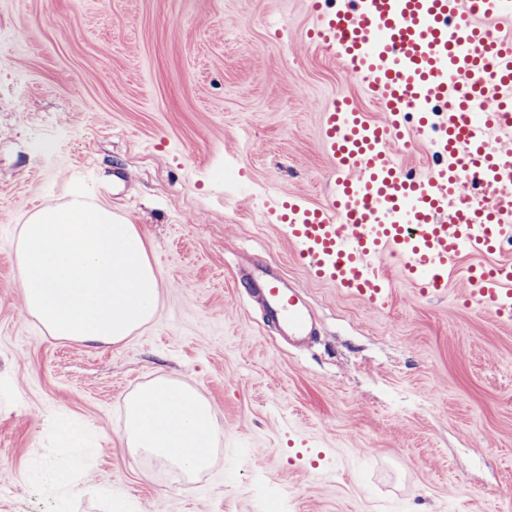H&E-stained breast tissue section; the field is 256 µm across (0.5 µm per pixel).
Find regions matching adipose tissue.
Segmentation results:
<instances>
[{"label": "adipose tissue", "instance_id": "ef3b65f1", "mask_svg": "<svg viewBox=\"0 0 512 512\" xmlns=\"http://www.w3.org/2000/svg\"><path fill=\"white\" fill-rule=\"evenodd\" d=\"M125 438L133 451L197 473L211 463L214 410L187 382L160 378L127 399Z\"/></svg>", "mask_w": 512, "mask_h": 512}]
</instances>
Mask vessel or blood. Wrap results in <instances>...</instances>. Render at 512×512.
<instances>
[{"instance_id":"vessel-or-blood-1","label":"vessel or blood","mask_w":512,"mask_h":512,"mask_svg":"<svg viewBox=\"0 0 512 512\" xmlns=\"http://www.w3.org/2000/svg\"><path fill=\"white\" fill-rule=\"evenodd\" d=\"M309 39L358 77L383 113L348 98L324 109L321 144L334 172L327 199L294 195L268 214L304 268L374 312L391 295L395 261L420 295L438 296L466 254L512 243V0H322ZM423 138L436 161L406 172L395 140ZM498 202L482 204L488 193ZM466 295L512 318V264L471 266ZM261 300L289 341L309 334L305 302L277 275Z\"/></svg>"}]
</instances>
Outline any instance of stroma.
Returning <instances> with one entry per match:
<instances>
[{"label": "stroma", "mask_w": 512, "mask_h": 512, "mask_svg": "<svg viewBox=\"0 0 512 512\" xmlns=\"http://www.w3.org/2000/svg\"><path fill=\"white\" fill-rule=\"evenodd\" d=\"M312 23V0H0V512H512V321L466 304L473 258L434 298L387 262L376 315L266 217L324 202L332 97L380 116ZM78 181L145 233L161 288L117 344L24 305L19 230ZM260 267L303 289L305 347L242 285ZM159 377L213 407L201 475L126 446L125 400Z\"/></svg>", "instance_id": "stroma-1"}]
</instances>
